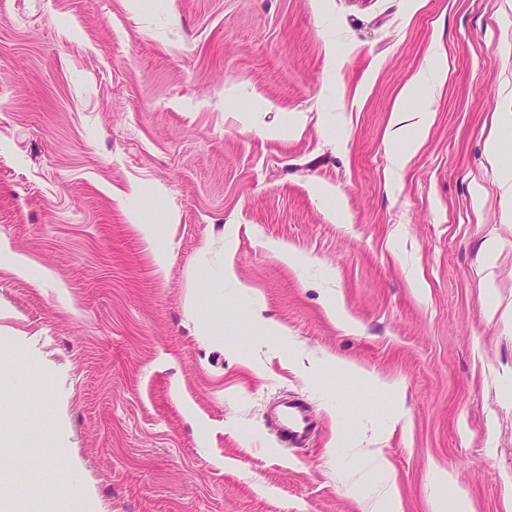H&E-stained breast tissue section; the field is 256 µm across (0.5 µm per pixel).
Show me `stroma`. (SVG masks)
Listing matches in <instances>:
<instances>
[{
	"mask_svg": "<svg viewBox=\"0 0 512 512\" xmlns=\"http://www.w3.org/2000/svg\"><path fill=\"white\" fill-rule=\"evenodd\" d=\"M503 111L512 0H0V500L382 512L389 480L400 512H512ZM286 395L305 447L267 425ZM395 120L394 133L405 136V134L412 130L415 132L411 139V145L413 148L419 147L423 140V135L429 124V112H394ZM412 114V115H408ZM487 154L495 161L498 171L499 188L503 195L512 202V160L511 153H507L500 139L490 141L486 145ZM44 495L48 499H53L57 497H64L68 499V501L72 505V510L74 512H84V508L88 506L91 493L85 489L73 490L72 486L68 487L66 485H56L46 487L44 490Z\"/></svg>",
	"mask_w": 512,
	"mask_h": 512,
	"instance_id": "1",
	"label": "stroma"
}]
</instances>
